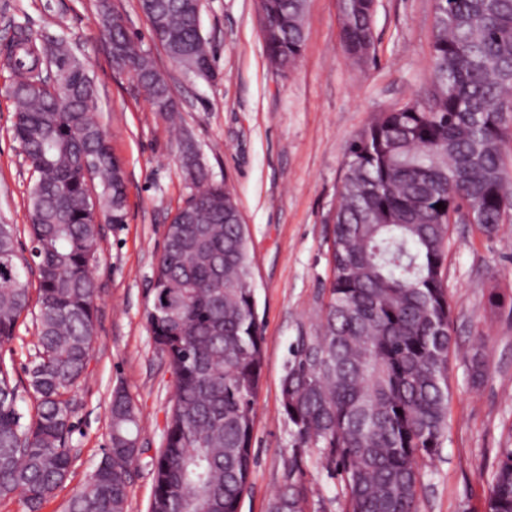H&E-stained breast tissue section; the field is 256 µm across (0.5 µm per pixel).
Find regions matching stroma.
Returning a JSON list of instances; mask_svg holds the SVG:
<instances>
[{"label": "stroma", "instance_id": "35a3bbf8", "mask_svg": "<svg viewBox=\"0 0 512 512\" xmlns=\"http://www.w3.org/2000/svg\"><path fill=\"white\" fill-rule=\"evenodd\" d=\"M174 89L178 112L167 119L113 66L98 0H0V14L38 38L66 36L96 87L95 118L125 166L127 221L101 227L95 342L85 378L72 392L71 474L41 512H66L73 493L109 444L112 390L123 386L136 407L145 447L132 466L127 512H147L151 456L162 448L174 377L146 328L150 281L165 225L191 191L182 168L192 144L210 179L234 192L250 233L259 319L265 337L263 386L256 403V467L242 512H266L292 448L280 380L296 337L315 335L327 297L326 221L336 205L347 144L374 113L424 93L430 62L432 0H379L373 63L352 67L339 35L337 0H307L306 44L296 67L270 66L255 0H202L201 32L215 76L186 73L151 40L137 0H111ZM10 77L0 70V224L17 227L19 251L30 243L27 198L33 180L12 136ZM445 282L457 344L449 354V432L425 464L420 512H485L491 465L512 433V223L495 236L474 225L450 227ZM32 315L0 348L13 367L19 408L30 413L25 368L35 354ZM479 353L486 377L472 385L466 355Z\"/></svg>", "mask_w": 512, "mask_h": 512}]
</instances>
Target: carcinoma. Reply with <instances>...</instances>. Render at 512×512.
Returning a JSON list of instances; mask_svg holds the SVG:
<instances>
[{"instance_id":"cac0c4a2","label":"carcinoma","mask_w":512,"mask_h":512,"mask_svg":"<svg viewBox=\"0 0 512 512\" xmlns=\"http://www.w3.org/2000/svg\"><path fill=\"white\" fill-rule=\"evenodd\" d=\"M139 9L174 40L167 52L182 68L211 67L192 0H139ZM305 9L306 0H265V52L284 72L305 45ZM339 22L348 59L367 65L375 42L369 0H343ZM431 39L425 95L376 113L348 144L329 228L334 279L318 332L288 349L280 401L294 449L267 512H309L311 465L337 481L346 512H419L423 463L447 437L449 212L465 209L492 236L512 205L503 156L512 136V0H443ZM112 41L123 63L156 82L173 117L149 56L122 27ZM0 67L11 74L13 138L34 172L30 257L18 254L14 225L0 224V346L29 310L27 273L38 280L36 354L26 368L36 406L27 421L0 361V502L19 496L27 512H40L72 468L70 393L94 342V212L125 223L127 190L88 109L93 79L65 39L43 42L18 27ZM188 176L181 209L194 221L166 225L145 314L175 379L149 510L241 512L263 372L254 263L246 225L228 217L231 191L199 165ZM109 416L104 460L67 512H126L140 418L121 387ZM486 509L512 512V448L492 466Z\"/></svg>"}]
</instances>
